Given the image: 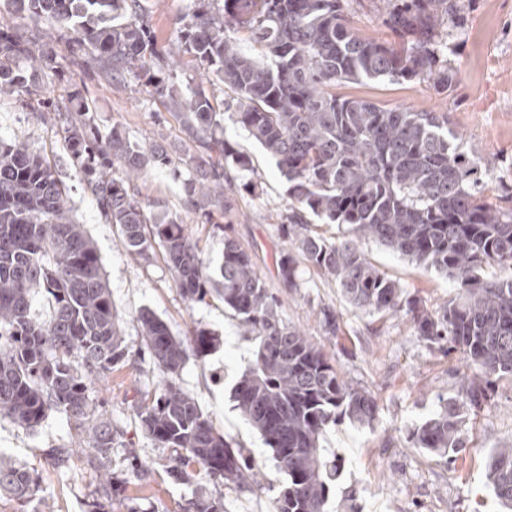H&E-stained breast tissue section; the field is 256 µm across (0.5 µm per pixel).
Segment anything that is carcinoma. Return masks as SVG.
Returning a JSON list of instances; mask_svg holds the SVG:
<instances>
[{
  "label": "carcinoma",
  "instance_id": "obj_1",
  "mask_svg": "<svg viewBox=\"0 0 512 512\" xmlns=\"http://www.w3.org/2000/svg\"><path fill=\"white\" fill-rule=\"evenodd\" d=\"M20 19H40L65 32L101 73L132 72L149 95L179 112L190 143L173 162L162 151L130 141L114 125L102 133L95 107L75 88L46 99L43 79L57 72L54 48L15 27H0V98L30 106L44 123L65 132L81 180L125 246L148 261L160 248L175 286L190 307L217 292L257 342L255 362L241 377L237 406L273 450L286 484L275 512H328L338 464L327 459L323 437L332 425L370 426L375 396L346 379L303 332L288 325L251 256L222 237L215 279L180 217L159 216L130 184L151 168H166L182 184L184 204L201 223L224 231V178L247 158L218 133L214 103L199 88L180 95L151 70L156 55L149 13L141 0H10ZM197 8L162 51L177 66L189 55L199 84L220 82L238 95L234 121L275 159L288 180L291 203L282 224L297 252L275 258L277 276L298 288L303 261L336 280L349 304L364 312L403 311L414 335L447 344L468 373L455 398L439 403L416 426L415 447L442 458L464 448L462 414L481 407L490 378L512 376V276L484 279L486 266L512 269V209L487 202L483 162L462 150L446 112L387 109L336 96L342 81L433 82L450 94L456 71L445 57L461 28L465 0H382L384 22L398 42L366 36L345 21V0H196ZM245 31L265 53H242L227 32ZM207 178L190 176L199 162ZM70 195L45 159L21 141L0 142V417L34 431L51 412L65 414L92 452L99 483L86 512H108L112 448L121 433L89 397L124 360L117 314L96 247L71 216ZM348 224L353 238L332 241L314 233L310 217ZM372 239L412 262L453 279L457 297L432 312L403 296L399 283L377 268L357 241ZM46 308L35 307L37 296ZM142 339L160 372L154 396L143 400L142 432L171 452L168 474L193 482L202 468L213 480L246 486L258 472L213 427L177 383L187 350L208 352L212 333L193 327L185 337L145 310ZM487 480L512 512V446L490 454ZM40 487L24 466L0 458V498L25 508ZM179 512H224V504L196 494Z\"/></svg>",
  "mask_w": 512,
  "mask_h": 512
}]
</instances>
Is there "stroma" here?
I'll return each instance as SVG.
<instances>
[{"label": "stroma", "mask_w": 512, "mask_h": 512, "mask_svg": "<svg viewBox=\"0 0 512 512\" xmlns=\"http://www.w3.org/2000/svg\"><path fill=\"white\" fill-rule=\"evenodd\" d=\"M349 24L366 35L392 40L385 26L381 0H348ZM158 45H165L194 10L193 0H145ZM0 24L40 32L63 58L73 81L86 87L101 131L124 128L129 138L157 145L171 160L184 150L182 121L166 100L149 97L134 74L109 79L84 54L71 53L43 22L18 21L6 0H0ZM448 57L458 74L455 90L436 93L426 79L337 83V95L373 102L385 108L444 112L461 137L464 150L488 162L486 196L501 204L498 185L512 181V0H470L463 24L451 41ZM191 59H184L171 76L178 93L200 88ZM217 107L225 137L249 160L247 169L231 168L224 181L228 212L225 234L199 223L183 208V194L165 170L152 169L135 182L143 201H162L180 212L200 241L211 269L222 260L223 236L233 238L253 258L279 311L316 343L342 375L376 397L379 414L373 426L342 423L331 427L322 445L340 457L335 501L353 512H500L486 480L487 456L492 449L512 445V378L495 379L477 413L467 415L465 446L457 459L431 456L410 442L408 434L436 410L440 399L455 397L464 370L458 355L428 346L414 335L404 314L380 317L353 309L335 281L299 266V288L284 287L277 276L276 256L290 243L280 225L288 209V181L276 162L232 118L239 109L236 93L221 83L202 86ZM26 142L30 150L54 165L72 202V217L94 241L112 292V303L123 330L125 358L107 382L90 398L114 428L123 430L128 447L112 451V475L126 484L113 497L112 512H127L128 500L141 496L144 512H175L178 502L202 492L219 499L225 512H273L285 476L261 435L244 419L233 398L241 375L254 359L256 344L244 336L238 319L219 295L188 307L174 285L162 255L143 260L125 248L118 226L99 210L90 190L78 177L60 127L38 121L15 99H0V141ZM366 257L405 293L428 309H438L458 294L452 279L424 270L408 258L373 240L359 241ZM165 321L174 335L190 326L210 330L218 343L203 355L189 354L179 374L180 386L208 413L217 431L240 448L259 472V483L241 489L199 474L189 484L175 482L166 472L169 451L157 447L139 429L137 405L153 394L158 371L145 349L138 321L142 309ZM339 324L337 336L324 327L326 314ZM78 434L61 414L53 412L36 431L26 432L9 419H0V454L34 470L40 483L42 512H84V503L98 483L97 471L77 450ZM75 446L65 466L54 465L49 448Z\"/></svg>", "instance_id": "35a3bbf8"}]
</instances>
